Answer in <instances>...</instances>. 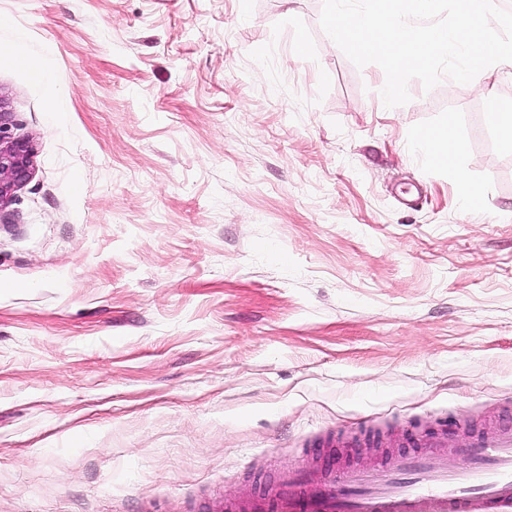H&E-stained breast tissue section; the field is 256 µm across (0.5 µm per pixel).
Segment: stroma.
I'll return each instance as SVG.
<instances>
[{
	"instance_id": "1",
	"label": "stroma",
	"mask_w": 512,
	"mask_h": 512,
	"mask_svg": "<svg viewBox=\"0 0 512 512\" xmlns=\"http://www.w3.org/2000/svg\"><path fill=\"white\" fill-rule=\"evenodd\" d=\"M323 0H0V512H211L512 426V68L385 107ZM59 105L50 108L47 89ZM448 124L453 170L412 148ZM484 189L460 206V178ZM489 120L498 134L500 147L512 152V97H494L490 102ZM7 112L0 111V209L5 208L18 189L32 177L33 144L27 139L4 141ZM448 432L444 429L430 428L427 430L416 429L409 434L408 441L411 448H445Z\"/></svg>"
}]
</instances>
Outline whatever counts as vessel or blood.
Here are the masks:
<instances>
[{
  "label": "vessel or blood",
  "mask_w": 512,
  "mask_h": 512,
  "mask_svg": "<svg viewBox=\"0 0 512 512\" xmlns=\"http://www.w3.org/2000/svg\"><path fill=\"white\" fill-rule=\"evenodd\" d=\"M448 434L417 430L416 448H441ZM469 468L451 471L419 457L402 456L389 466L347 468L326 478L290 475L272 498L219 503L215 512H512V429L467 447Z\"/></svg>",
  "instance_id": "vessel-or-blood-1"
}]
</instances>
